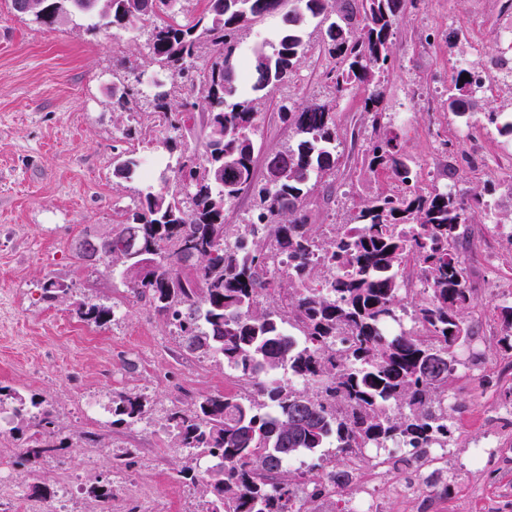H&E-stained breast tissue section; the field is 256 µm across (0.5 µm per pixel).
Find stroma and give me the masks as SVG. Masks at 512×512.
Instances as JSON below:
<instances>
[{"instance_id":"1","label":"stroma","mask_w":512,"mask_h":512,"mask_svg":"<svg viewBox=\"0 0 512 512\" xmlns=\"http://www.w3.org/2000/svg\"><path fill=\"white\" fill-rule=\"evenodd\" d=\"M511 26L512 0H419L394 30L392 66L381 84L388 131L417 162L421 189L451 183L480 194L483 205L460 249L474 296L465 320L476 358L448 392L451 491L387 495L382 512H512V408L499 398L512 386V351L497 343V306L512 295V171L495 165L512 153V141L485 121L491 112L512 113V63L498 40ZM86 27L78 15L47 27L0 0V386L45 399L63 435L92 432L104 443L90 456L79 448L46 458L33 475L17 464L16 432L0 433V466L16 491L0 497V512H23L26 502L56 512L55 494L65 486L72 490L69 512H101L87 492L93 484L111 488L112 512H203L201 486L179 477L187 459L163 423L173 407L236 391V376L221 360L184 351L174 328L106 262L76 256L84 231L108 235L140 193L162 187L117 177L118 154L165 167L177 155L162 139L191 151L201 150L203 139L196 128L168 130L154 113L149 31ZM454 28L461 34L452 42ZM306 41L288 82L260 107L255 173L263 175L266 157L295 140L277 117L280 99L334 101L337 149L351 163L312 179L304 203L310 223L328 234L393 183L361 165L371 133L365 90L335 94L323 77L329 61L322 28H309ZM475 58L488 64L490 88L454 114L445 102L448 84L456 67ZM133 84L137 112L116 111L114 90ZM50 279L70 284L68 300L43 299ZM82 301L112 307L111 322L98 328L80 321L75 308ZM125 393L148 401L138 424L112 426L87 415L88 404L107 410ZM481 445L488 448L484 461L471 467Z\"/></svg>"}]
</instances>
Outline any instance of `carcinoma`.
I'll list each match as a JSON object with an SVG mask.
<instances>
[{
	"label": "carcinoma",
	"mask_w": 512,
	"mask_h": 512,
	"mask_svg": "<svg viewBox=\"0 0 512 512\" xmlns=\"http://www.w3.org/2000/svg\"><path fill=\"white\" fill-rule=\"evenodd\" d=\"M144 2L104 0L87 30L149 29L153 60L184 88L174 103L169 93L156 92L153 112L176 130L200 119L204 152H181L169 176L179 189L142 194L112 241L97 246L186 349L223 360L252 387L248 394L206 397L189 411L174 408L165 418L174 447L208 459L201 477L205 512H302L299 494L319 499L350 482L356 448L405 444V455L384 460L388 471L400 472L430 449L448 447V388L460 363L455 348L471 338L464 312L473 301L459 229L480 208L481 195L463 188L423 192L386 128L377 86L390 69L406 0H343L332 22L335 0H292L274 52L260 47L243 62L236 55L240 32L285 0H205L203 11L186 21L174 11L177 0H158L155 10ZM65 7L66 0H44L45 13L35 21L51 26ZM311 19L326 24L325 50L337 61L325 70L326 82L338 93L368 90L363 110L371 134L362 166L398 183L356 206L325 239L307 224L303 205L311 178L331 176L343 164L333 102L282 100L277 116L297 140L267 157L280 178L258 183L254 174L255 94L288 81ZM203 39L219 56L194 74ZM465 72L458 68L448 86V110L456 114L476 90L473 80H461ZM139 166L133 155H121L115 173L130 179ZM247 192L257 208L230 244L225 213ZM408 268L425 285L415 317L426 335H387L382 327L397 319L403 301L399 272ZM42 290L56 302L70 286L50 279ZM262 292L278 297L276 307H256ZM500 313L506 333L499 343L512 349V304ZM76 314L101 327L113 311L84 302ZM280 370L303 388L276 378ZM6 399L18 422L34 428L22 439L17 464L34 471L45 458L77 447L60 435L45 400L0 387V404ZM146 406L140 395H120L112 400V424L141 421ZM331 446L332 457L325 453ZM293 457L308 458L310 467L290 470L285 461Z\"/></svg>",
	"instance_id": "cac0c4a2"
}]
</instances>
